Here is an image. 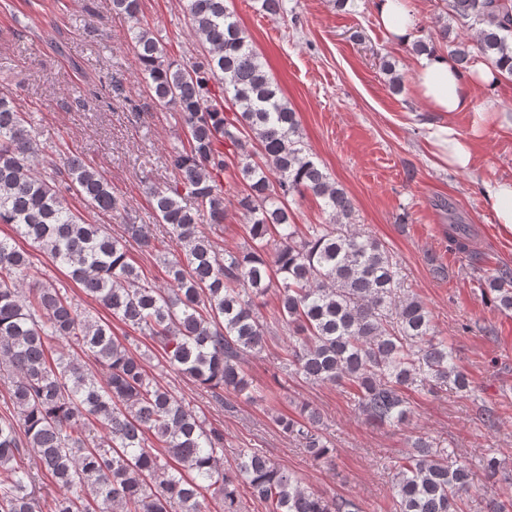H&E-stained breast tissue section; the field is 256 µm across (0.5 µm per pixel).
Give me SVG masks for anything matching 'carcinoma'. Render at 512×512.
Listing matches in <instances>:
<instances>
[{
	"mask_svg": "<svg viewBox=\"0 0 512 512\" xmlns=\"http://www.w3.org/2000/svg\"><path fill=\"white\" fill-rule=\"evenodd\" d=\"M441 39L461 69L474 54L512 79V0H442ZM134 20L135 57L157 101L176 112L186 136L168 152L174 184L149 190L159 223L175 248L145 227L114 235L70 208L81 197L93 213L126 203L92 166L57 152L49 172L34 171L43 152L31 116L0 95V224L49 255L84 294L128 328L150 338L170 370L224 395L254 401L263 390L245 372L261 353L269 327L257 300L275 289L288 326L291 374L313 383L349 385L366 419L401 421L403 389L435 392L451 384L471 392L448 338L416 297L398 294L393 256L371 234L343 231L354 213L344 188L313 160L297 113L288 105L252 41L224 0H187L195 35L207 45L190 65L169 59L140 23V0H112ZM473 33L467 40L454 29ZM218 84L224 100L212 97ZM234 112H224V105ZM249 215L246 252L221 251L202 230L224 223V184ZM320 198L327 224L294 222L290 199ZM448 241L469 251L465 226H448ZM155 252L172 287L142 278L130 243ZM502 311H512V269L487 276ZM129 333L79 307L63 286L43 282L33 255L0 237V381L9 406L0 413V512H41L37 486L63 490L50 512H208L204 492L224 497V512H241V490L268 512H357L344 498L304 488L299 479L252 448L221 466L224 431L162 385ZM107 369L98 379L85 359ZM285 432L320 458L331 450L317 412L276 416ZM32 451L25 457L24 449ZM396 461V512H459L471 472L456 451L423 436ZM487 512H512V489L493 491Z\"/></svg>",
	"mask_w": 512,
	"mask_h": 512,
	"instance_id": "carcinoma-1",
	"label": "carcinoma"
}]
</instances>
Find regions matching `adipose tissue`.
<instances>
[{
	"label": "adipose tissue",
	"instance_id": "1",
	"mask_svg": "<svg viewBox=\"0 0 512 512\" xmlns=\"http://www.w3.org/2000/svg\"><path fill=\"white\" fill-rule=\"evenodd\" d=\"M374 12L390 40L407 45L416 37V15L410 0H374ZM413 81L419 95L431 111L440 115V122L430 124L429 142L435 156L449 167L465 170L473 163V140L480 137L484 127L497 126L512 130V114L498 111L495 91L500 73L488 66L479 67L473 74H463L455 60L432 51L417 58ZM481 91L485 106L477 121L471 122L469 136H462L449 124V117L467 114L471 109L473 91Z\"/></svg>",
	"mask_w": 512,
	"mask_h": 512
}]
</instances>
